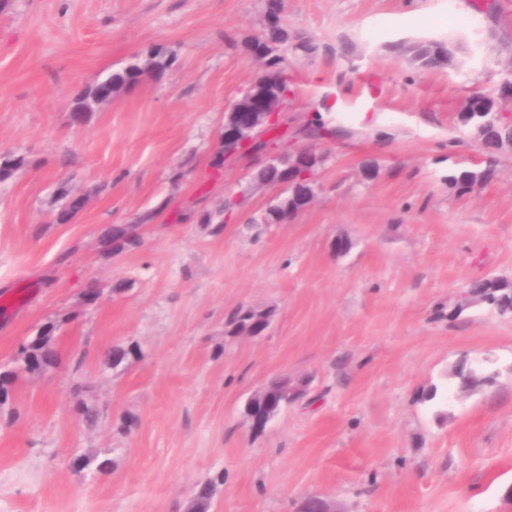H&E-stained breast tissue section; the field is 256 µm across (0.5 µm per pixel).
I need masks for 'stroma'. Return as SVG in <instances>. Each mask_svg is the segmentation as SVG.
Here are the masks:
<instances>
[{"instance_id":"stroma-1","label":"stroma","mask_w":512,"mask_h":512,"mask_svg":"<svg viewBox=\"0 0 512 512\" xmlns=\"http://www.w3.org/2000/svg\"><path fill=\"white\" fill-rule=\"evenodd\" d=\"M280 4L313 46L280 50V150L326 161L308 207L265 224L264 154L219 153L264 69L266 0H0V158L19 160L0 182V512H188L209 481L207 512H512V314L467 296L512 284V152L458 120L512 79V0ZM439 39L453 65L394 49ZM152 53L163 76L72 126L79 93ZM316 113L332 135L306 134ZM490 166L472 193L451 180ZM116 225L138 246L108 252ZM241 306L268 329L226 336ZM45 328L57 364L16 371ZM463 358L490 381L457 397ZM277 376L305 393L253 429Z\"/></svg>"}]
</instances>
